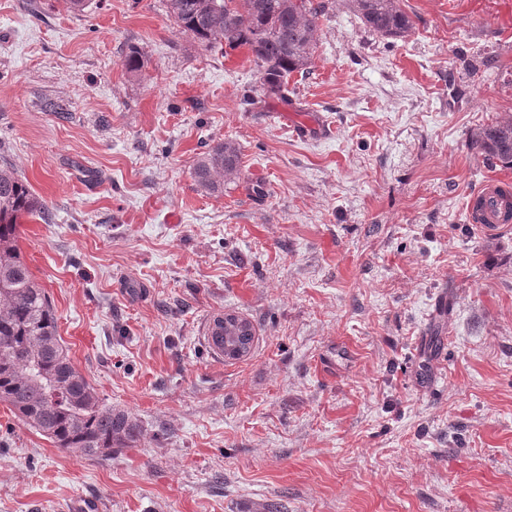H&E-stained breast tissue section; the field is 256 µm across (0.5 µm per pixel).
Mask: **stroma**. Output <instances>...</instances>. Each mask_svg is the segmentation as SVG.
Listing matches in <instances>:
<instances>
[{
  "label": "stroma",
  "mask_w": 512,
  "mask_h": 512,
  "mask_svg": "<svg viewBox=\"0 0 512 512\" xmlns=\"http://www.w3.org/2000/svg\"><path fill=\"white\" fill-rule=\"evenodd\" d=\"M400 5L392 40L329 0L285 106L166 0H0V167L50 213L21 251L142 427L87 458L0 405V512H512V226L467 212L512 191L472 144L512 120V24L496 0ZM318 115L333 134L296 138ZM227 140L240 179L205 193L194 163ZM228 311L255 328L241 361L206 341Z\"/></svg>",
  "instance_id": "1"
}]
</instances>
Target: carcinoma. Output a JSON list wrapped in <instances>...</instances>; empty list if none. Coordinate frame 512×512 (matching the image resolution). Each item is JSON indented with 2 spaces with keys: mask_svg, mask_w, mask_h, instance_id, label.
Instances as JSON below:
<instances>
[{
  "mask_svg": "<svg viewBox=\"0 0 512 512\" xmlns=\"http://www.w3.org/2000/svg\"><path fill=\"white\" fill-rule=\"evenodd\" d=\"M376 34L406 37L412 22L399 0H348ZM175 24L207 49L246 46L261 75L265 98L290 103L288 78L308 72L327 11L323 0H168ZM487 166H512V121L483 126L472 139ZM240 148L224 141L202 153L193 167L196 185L224 192L239 180ZM46 204L8 169H0V404L55 447L87 457H107L141 435L138 421L106 405L69 357L57 317L18 246L24 216H45ZM252 322L224 313V357L249 356Z\"/></svg>",
  "mask_w": 512,
  "mask_h": 512,
  "instance_id": "1",
  "label": "carcinoma"
}]
</instances>
